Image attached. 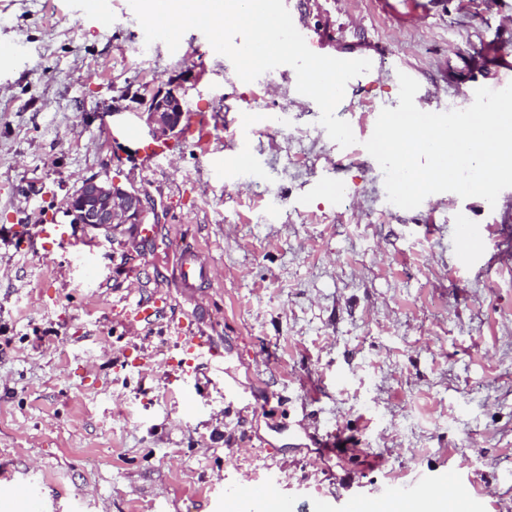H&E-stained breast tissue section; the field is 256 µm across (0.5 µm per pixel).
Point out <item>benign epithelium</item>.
Instances as JSON below:
<instances>
[{
  "instance_id": "1",
  "label": "benign epithelium",
  "mask_w": 512,
  "mask_h": 512,
  "mask_svg": "<svg viewBox=\"0 0 512 512\" xmlns=\"http://www.w3.org/2000/svg\"><path fill=\"white\" fill-rule=\"evenodd\" d=\"M143 114L154 135L168 140L180 136L184 109L175 89L153 90ZM65 213L71 223L81 224L88 231L108 239H120L132 225L139 226L152 220L151 207L142 191L97 177L84 180L67 197Z\"/></svg>"
}]
</instances>
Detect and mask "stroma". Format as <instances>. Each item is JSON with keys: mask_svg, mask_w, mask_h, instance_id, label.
Returning <instances> with one entry per match:
<instances>
[{"mask_svg": "<svg viewBox=\"0 0 512 512\" xmlns=\"http://www.w3.org/2000/svg\"><path fill=\"white\" fill-rule=\"evenodd\" d=\"M315 53L381 49L375 82L336 109L342 148L281 66L238 78L204 34L146 43L126 0L101 26L82 0H0V469L49 512H213L228 487L275 480L294 512L456 466L462 512H512V188L496 204L452 192L406 210L387 199L364 143L399 105V69L425 100L467 108L495 86L477 57L512 46V0H288ZM195 117L145 167L113 139L156 88ZM157 205L150 240H100V284L73 247L43 250L83 180ZM480 237L460 262L457 224ZM197 245L217 278L192 294L175 270ZM210 336V370L236 396L172 381L184 357L167 324L126 331L132 279ZM346 446L323 454L320 438Z\"/></svg>", "mask_w": 512, "mask_h": 512, "instance_id": "35a3bbf8", "label": "stroma"}]
</instances>
